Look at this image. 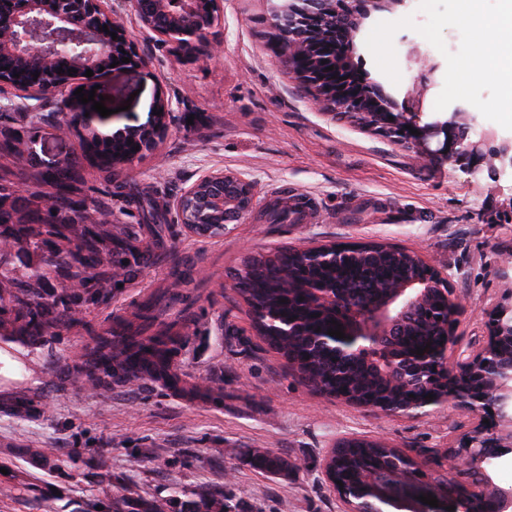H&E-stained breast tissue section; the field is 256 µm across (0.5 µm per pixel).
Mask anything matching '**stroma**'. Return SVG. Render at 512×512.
Instances as JSON below:
<instances>
[{
	"label": "stroma",
	"mask_w": 512,
	"mask_h": 512,
	"mask_svg": "<svg viewBox=\"0 0 512 512\" xmlns=\"http://www.w3.org/2000/svg\"><path fill=\"white\" fill-rule=\"evenodd\" d=\"M218 52L187 61L154 41L133 12L127 36L144 69L109 73L97 122L101 134L145 125L159 99L173 112L156 147L109 169L83 151L81 130H64L53 104L33 111L21 91L0 92V130L20 133L40 165L70 160L84 200L104 235L135 228L136 259L128 275L89 269L93 297L76 320L37 341L0 337V512H147L150 500L176 507L214 496L231 512H346L324 464L343 439H380L418 463L447 467L448 451L477 423L455 402L418 416L356 406L315 391L260 335L231 270L250 252L283 246L381 242L416 252L446 279L460 306L448 357L457 365L484 344L490 313L512 290L500 265L512 254V169L460 171L447 157H421L322 110L284 56L268 42L270 0H221ZM413 0L364 20L353 58L366 82L403 102L427 77L424 121L438 111L446 60L418 32L393 36L399 83L376 66L366 39L375 24L415 15ZM425 58L416 60L413 46ZM224 171L252 182L256 202L223 236L204 238L181 224L176 203L200 177ZM315 197L316 222L273 220L279 190ZM151 287L163 318L188 309L182 367L206 393V404L171 398L157 383L107 382L102 389L68 376L84 337L100 318ZM287 459L269 474L254 451Z\"/></svg>",
	"instance_id": "obj_1"
}]
</instances>
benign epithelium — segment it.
<instances>
[{"label":"benign epithelium","mask_w":512,"mask_h":512,"mask_svg":"<svg viewBox=\"0 0 512 512\" xmlns=\"http://www.w3.org/2000/svg\"><path fill=\"white\" fill-rule=\"evenodd\" d=\"M17 3L11 12L0 11V58H12L21 65L38 67L43 82L28 89L30 99L36 101L34 109L44 106L43 97L48 90L64 93L60 98L63 114L68 116L66 129L93 124L97 112L92 103L83 104L78 96L66 94L69 87L86 82L85 73L90 69L95 90V101L104 94L100 60L121 54L130 59L120 63V68H139L144 65L135 46L128 40L120 14L108 6L106 0H13ZM127 5L135 12L143 27L160 43H172L187 51L195 43L204 42L209 31L219 20V0H129ZM326 9V0H279L273 7V24L287 32L295 41L307 36L305 27L315 23ZM117 38H112L111 33ZM65 56L76 73H58L56 61ZM333 95L319 97L321 106H331L330 112L354 109L348 86L336 80ZM425 85L407 94V105L401 112H392L384 117L381 132L395 127L411 126L420 135L408 134V142L420 151L429 149L432 138L441 133L451 134L438 149L448 159L458 163L466 174L478 172V165L470 159L488 161L489 174L499 168L512 167V140L497 141L493 131L481 132L478 139L469 136L472 128L470 113L454 110L448 120L424 123L421 121L419 105ZM160 114L153 121L138 128H129L132 135L142 132L159 135L165 127V119L171 106L160 103L156 106ZM497 146L484 149L489 142ZM183 223L192 233L203 231L201 225L212 222L214 212L223 217L222 223H237L243 220L254 206L251 184L236 175L212 172L190 186L177 202ZM434 284H446L442 276L436 281L418 283L411 281L401 287L379 294L374 305L366 310H353V319L344 330L345 338L330 336L326 345L341 356L354 355L379 368H389L401 360L396 346V336L401 326L421 302L424 293ZM315 303L329 305L336 302L334 289L328 284H318L311 289ZM508 339L512 342V293L504 296L494 307L488 322L487 345L468 356L460 369H448L440 379L444 395L429 402L441 406L449 400L465 404L479 418L480 423L467 435L460 446L450 451L448 468L454 471L468 468L479 474V479L467 483L469 494L484 497L495 491L490 468L496 462L512 458V355L495 363L484 361L489 344ZM455 342L452 327H447V340L440 354H425L412 359L415 368L430 366L437 361H448V351ZM490 452L482 453L480 449ZM430 494L420 482L408 477L384 476L378 484V496L384 505L372 512H432V507L417 497Z\"/></svg>","instance_id":"obj_1"}]
</instances>
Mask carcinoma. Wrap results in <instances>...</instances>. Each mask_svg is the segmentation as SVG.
I'll return each mask as SVG.
<instances>
[{
  "label": "carcinoma",
  "instance_id": "obj_1",
  "mask_svg": "<svg viewBox=\"0 0 512 512\" xmlns=\"http://www.w3.org/2000/svg\"><path fill=\"white\" fill-rule=\"evenodd\" d=\"M364 0H329L326 20L314 26L310 35L291 51V57L302 65L314 62V68L326 71L331 78L336 75L346 78L350 90L359 95L362 104L358 111L350 113L358 124L372 127L379 123L388 111V103L376 97L370 85L364 82L350 57L349 36L354 31L361 15ZM1 67L8 72L19 74L21 87L36 85L33 68H20L5 58ZM139 142L116 136L102 144L96 138L84 139V151L93 157L98 166L110 168L114 164L131 163L140 154L134 150ZM30 177L40 185L55 189V192L37 191L36 199H53L50 206L26 211V223H16L10 211L0 208V242L4 241L23 250H40L46 253L44 262L48 266L60 258H68L77 264L70 273V292L57 296L50 289L42 287L44 274L37 271L34 280L19 286L17 291H8L9 298L0 295V335L25 336L38 339L58 327L61 318L58 307L72 316L81 311L87 301L86 269L102 262L103 238L90 224L68 221L64 197L56 192L62 180L76 178L71 163H65L58 175L47 179L43 173L31 171ZM343 256L334 264L312 262L309 254L296 249L284 248L270 255H261L246 260L236 274V288L246 303L255 312L258 328L267 344L278 352L305 351V356L294 369L302 379L316 390L323 392L339 377L348 379L357 391L377 388L383 399L390 402V409L404 407L401 392L390 386L384 377L357 372L351 362L339 359L324 346L312 345L311 335L326 332L334 327L332 321L342 322L339 310L320 311L307 299L306 288L315 279L340 282L346 302L355 306L368 303L373 297L372 288H396L411 280L430 281L431 268L408 250L375 244L368 249H341ZM133 255L128 242L115 243L108 250V262L115 269L114 275L126 272L127 256ZM14 309L13 317L4 318L7 307ZM448 318V299L436 288L430 289L423 299L420 317L406 330L402 346L413 352H437L442 349L440 341L442 323ZM305 332L303 336L286 334L288 329ZM147 348L137 346L132 354L159 355L172 351L175 339L171 336H152ZM437 374L435 367L424 370L416 380V405L422 406L436 393L431 377ZM253 465L271 474L288 470V460L267 451H255ZM329 470L335 480L343 483L340 488L354 506L361 509L374 508L372 491L380 477L387 473H407L413 477L428 479L433 492L445 495L460 482L451 479L435 469L424 470L415 461L395 448H387L375 441L345 442L332 451Z\"/></svg>",
  "mask_w": 512,
  "mask_h": 512
}]
</instances>
